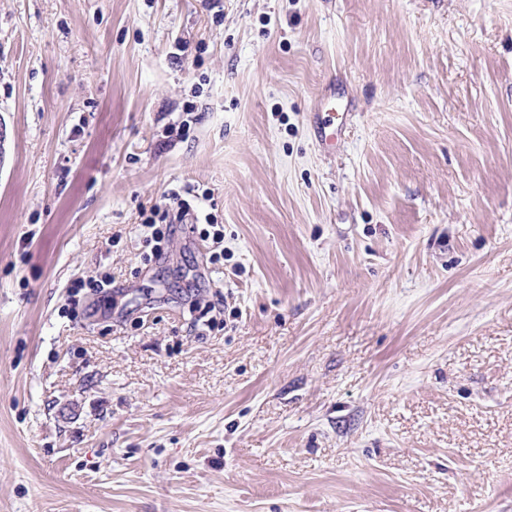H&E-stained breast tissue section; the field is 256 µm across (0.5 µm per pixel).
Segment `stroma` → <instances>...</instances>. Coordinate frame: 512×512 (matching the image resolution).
I'll list each match as a JSON object with an SVG mask.
<instances>
[{
  "label": "stroma",
  "instance_id": "obj_1",
  "mask_svg": "<svg viewBox=\"0 0 512 512\" xmlns=\"http://www.w3.org/2000/svg\"><path fill=\"white\" fill-rule=\"evenodd\" d=\"M0 124V512H512V0H0ZM322 100L328 105H321V112H315L314 133L321 150L330 154L343 127L349 121V113L336 112V105H333L336 99L332 96ZM173 206L164 210L159 217V222L156 219L148 218L142 226L147 230L146 243L153 246L151 248V256L149 258H157L162 253L161 243L168 240L172 233L174 224H192L190 229L192 233L198 231V216L191 213V207L181 195L174 191L171 193ZM190 216V218H188ZM189 219L191 222H189ZM162 223V224H159ZM165 223V224H163Z\"/></svg>",
  "mask_w": 512,
  "mask_h": 512
}]
</instances>
